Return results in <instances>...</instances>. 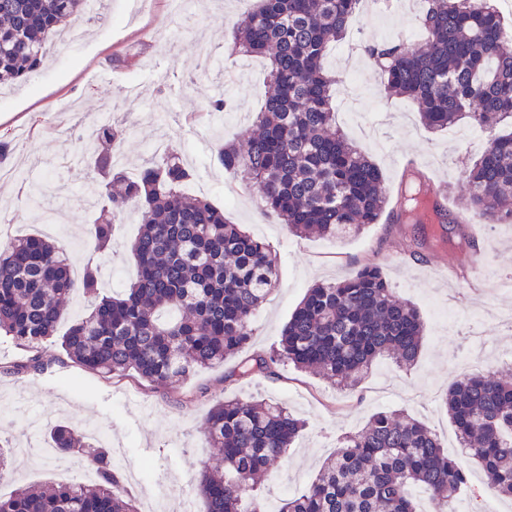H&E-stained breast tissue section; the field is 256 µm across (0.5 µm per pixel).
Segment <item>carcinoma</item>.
Masks as SVG:
<instances>
[{
	"label": "carcinoma",
	"instance_id": "obj_1",
	"mask_svg": "<svg viewBox=\"0 0 512 512\" xmlns=\"http://www.w3.org/2000/svg\"><path fill=\"white\" fill-rule=\"evenodd\" d=\"M361 0H256L236 23L231 51L269 60L270 80L259 129L244 146L221 145L218 160L235 180L256 188L267 212L295 236L341 240L381 220L388 205L397 219L414 220L421 192L413 171L391 198L366 152L336 129V77L326 68L329 47L342 40ZM421 18L427 40L366 47L384 75L389 98L416 101L428 130L466 119L488 133L481 156L459 170L470 208L493 221L512 220V29L489 0H427ZM87 0H0V80H27L42 64L49 40L84 13ZM119 136L111 125L94 129L109 146L97 156L91 183L101 204L91 256L76 278L50 238L0 240V335L35 348L55 336L63 303L77 291L93 310L61 338L65 356L91 373L136 379L166 389L197 371L224 363L243 349L251 320L278 282L276 254L264 240L230 223L207 199L183 186L190 170L168 153L134 177L113 161ZM137 209L140 230L130 245L135 278L123 292L102 296L99 256L112 249V224ZM424 323L396 299L371 261L334 283L309 288L286 323L278 347L238 362L229 381L277 375L288 362L354 390L382 358L413 365ZM461 447L488 485L512 497V382L472 374L443 399ZM306 423L265 399L227 398L210 409L206 439L218 462L200 469L196 487L206 512H271L257 479ZM55 448L84 455L88 436L66 425L51 431ZM96 479L23 487L0 496V512H137L123 476L106 448L89 457ZM468 484L466 470L448 458L438 437L397 412L372 415L342 437L315 478L277 512H417L410 489H423L439 512Z\"/></svg>",
	"mask_w": 512,
	"mask_h": 512
}]
</instances>
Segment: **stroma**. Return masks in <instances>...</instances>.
Segmentation results:
<instances>
[{
    "label": "stroma",
    "instance_id": "1",
    "mask_svg": "<svg viewBox=\"0 0 512 512\" xmlns=\"http://www.w3.org/2000/svg\"><path fill=\"white\" fill-rule=\"evenodd\" d=\"M381 2L376 13L361 16L327 55L332 70L340 56L350 57L357 89L348 110L337 112L336 123L362 147L366 138L359 115L367 113L379 125V146L370 156L383 173L387 191L396 192L406 159H414L433 180L450 186L448 201L460 209L463 223L439 227L383 220L338 241L289 234L261 207L257 193L235 184L217 160L219 143L239 142L254 124L266 90L267 60L247 72L232 67L227 44L240 14L238 0H208L206 8L176 25L170 22L168 0H106L79 19L65 42L50 47L44 69L22 85L0 90V132L16 137L11 157L0 163L8 173L0 178V209L12 218L0 224V238L39 231L36 209L20 199L21 185L59 187L70 197L53 239L69 265L85 264L99 207L83 205L75 194L95 180L91 159L100 147L82 129L108 107L120 129L122 168L138 171L152 157L150 144L166 136L170 150L197 157L191 171L194 179L205 181V198L228 221L266 239L276 251L279 282L252 320L246 353L278 344L308 288L346 278L370 260L423 318L417 362L404 368L378 361L357 390L349 391L288 363L279 365L275 380L230 381L226 375L233 363L228 360L157 391L130 378L109 379L83 370L63 355L56 340L30 350L0 336V439L28 451L15 458L12 477L1 492L76 480V472L57 469L34 453L48 443L50 426L62 423L98 431L103 442L122 449L124 489L139 512H152L149 492L175 497L194 491L202 463L215 455L202 423L211 406L234 396L283 403L306 422L287 456L262 480L260 491L272 512L311 482L344 433L360 429L376 412L400 410L422 421L438 435L449 457L469 465V457L455 446L443 396L466 374L493 370L504 376L512 370V325L490 317L497 309L512 310V292L492 287L494 280L512 275V222L474 216L467 194L454 187L461 162L478 154L464 139L471 130L467 122L431 133L421 125L411 99H392L389 110H382L383 77L366 58L365 48L410 40L419 17L412 0ZM217 81L232 104L220 116L206 110ZM139 228L134 212L114 224L112 251L101 261L104 294L134 278L129 246ZM478 252L485 256L486 274L474 282L464 274L465 260ZM436 264L447 270L443 279L432 281L423 271ZM34 355L44 363L43 371L14 372V365Z\"/></svg>",
    "mask_w": 512,
    "mask_h": 512
}]
</instances>
